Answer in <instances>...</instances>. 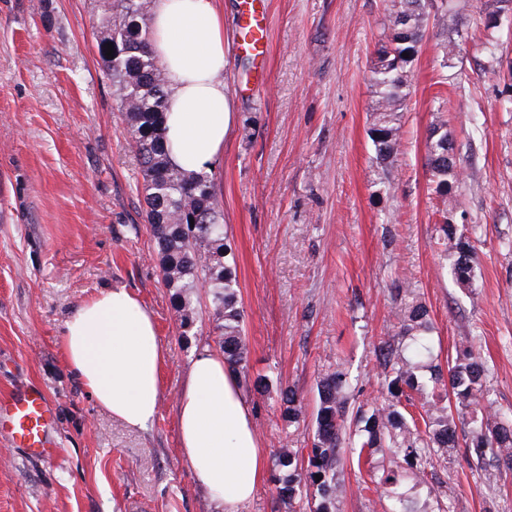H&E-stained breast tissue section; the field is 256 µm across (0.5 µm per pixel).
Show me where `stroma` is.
I'll use <instances>...</instances> for the list:
<instances>
[{
  "label": "stroma",
  "instance_id": "stroma-1",
  "mask_svg": "<svg viewBox=\"0 0 512 512\" xmlns=\"http://www.w3.org/2000/svg\"><path fill=\"white\" fill-rule=\"evenodd\" d=\"M267 78L241 91L251 61L236 50L238 0H224V80L237 112L214 182L235 249L250 372L277 375L315 421L320 373L343 363L350 407L379 399L375 348L394 335L397 287L426 303L441 361L470 341L495 408L512 413V11L486 62L483 25L495 0H455L453 66L438 30L413 63L396 179L381 182L368 135L371 61L387 0H265ZM111 0H0V395L31 384L53 412L54 458L0 432V512H224L179 451L177 403L188 365L214 348L200 290L185 336L161 280L137 190L138 157L91 22ZM445 116L464 181L455 223L471 228L472 290L438 266L441 223L425 138ZM121 286L153 313L167 352L154 420L131 429L71 376L65 321L87 298ZM267 453L283 433L276 396L249 397ZM340 512H383L345 461ZM454 487L451 512H512V474L449 452L431 487H405L420 512Z\"/></svg>",
  "mask_w": 512,
  "mask_h": 512
}]
</instances>
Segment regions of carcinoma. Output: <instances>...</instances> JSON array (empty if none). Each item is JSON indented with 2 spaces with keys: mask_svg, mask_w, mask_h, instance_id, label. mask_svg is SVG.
I'll use <instances>...</instances> for the list:
<instances>
[{
  "mask_svg": "<svg viewBox=\"0 0 512 512\" xmlns=\"http://www.w3.org/2000/svg\"><path fill=\"white\" fill-rule=\"evenodd\" d=\"M151 3L118 0V9L92 21V29L103 74L112 83L127 121L130 144L139 157L142 184L138 190L163 284L180 327L187 330L196 320L195 289L200 285L209 288L214 342L224 362L243 376L248 394L264 397L276 389L284 428L297 429L303 418V400L297 390L282 386L268 374L249 373L250 348L238 301L236 257L224 232L211 180L205 174L187 178L169 162L163 127L168 90L150 47ZM387 12L383 42L372 70L375 99L368 132L385 173V187L390 189L411 65L429 27L448 31V0H388ZM109 44L118 48L111 58L106 56ZM404 52L409 57L402 56ZM426 167L442 214L437 228L445 245L440 269L458 287L469 289L475 272L470 237L465 228L448 223V212L457 205L461 169L444 119L428 130ZM399 292L407 300L396 312L397 332L378 346L381 400L367 409L358 407L354 430L348 433L350 373L338 365L320 375L310 448L285 444L273 455L270 480L276 512H339L344 494L340 475L348 453L356 455L357 470L367 467L370 481L390 497L389 512H418L397 488L429 484L435 465L457 447L459 423L468 428L470 456L480 461L490 448L495 451L497 467L512 472V418L493 409L479 355L464 346L448 372H443L431 345L427 306L414 289ZM385 450L392 454L391 466L378 470L372 458Z\"/></svg>",
  "mask_w": 512,
  "mask_h": 512,
  "instance_id": "cac0c4a2",
  "label": "carcinoma"
}]
</instances>
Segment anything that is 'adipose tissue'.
<instances>
[{
	"mask_svg": "<svg viewBox=\"0 0 512 512\" xmlns=\"http://www.w3.org/2000/svg\"><path fill=\"white\" fill-rule=\"evenodd\" d=\"M151 43L168 86L169 161L186 176L213 172L235 102L224 81L222 0H153ZM65 363L95 402L132 427L158 412L165 351L155 319L122 287L74 310L61 338ZM180 450L198 483L226 512L256 493L265 454L236 373L204 349L190 361L178 400Z\"/></svg>",
	"mask_w": 512,
	"mask_h": 512,
	"instance_id": "1",
	"label": "adipose tissue"
}]
</instances>
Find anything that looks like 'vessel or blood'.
<instances>
[{"label": "vessel or blood", "instance_id": "vessel-or-blood-1", "mask_svg": "<svg viewBox=\"0 0 512 512\" xmlns=\"http://www.w3.org/2000/svg\"><path fill=\"white\" fill-rule=\"evenodd\" d=\"M239 6L238 48L255 61L258 76H265L267 30L264 0H240ZM50 417L49 401L36 386H17L8 396L0 398V428L7 429L14 441L40 457L53 453L48 437Z\"/></svg>", "mask_w": 512, "mask_h": 512}]
</instances>
